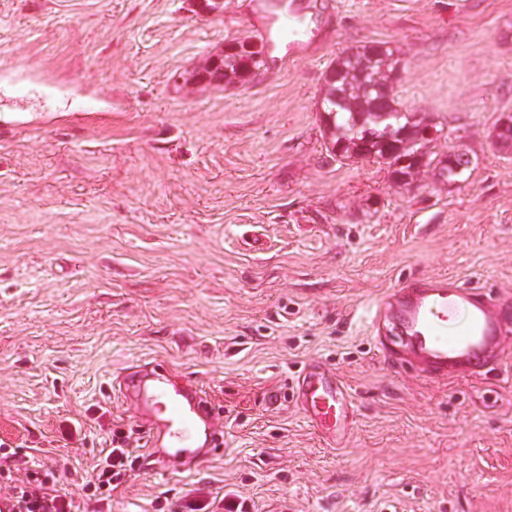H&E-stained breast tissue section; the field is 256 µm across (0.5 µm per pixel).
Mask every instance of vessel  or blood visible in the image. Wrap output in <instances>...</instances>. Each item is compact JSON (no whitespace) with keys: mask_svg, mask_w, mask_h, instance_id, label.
Here are the masks:
<instances>
[{"mask_svg":"<svg viewBox=\"0 0 512 512\" xmlns=\"http://www.w3.org/2000/svg\"><path fill=\"white\" fill-rule=\"evenodd\" d=\"M385 358L409 356L434 381L481 378L501 369L512 336V306L491 292L440 275L411 278L365 312ZM121 401L134 412L149 448V470L194 468L222 451L219 413L194 382L161 363L133 365L115 379ZM298 411L332 448L344 446L356 423L349 387L320 360L306 362L291 386Z\"/></svg>","mask_w":512,"mask_h":512,"instance_id":"b4317fda","label":"vessel or blood"}]
</instances>
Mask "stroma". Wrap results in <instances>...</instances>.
I'll return each mask as SVG.
<instances>
[{
    "label": "stroma",
    "instance_id": "1",
    "mask_svg": "<svg viewBox=\"0 0 512 512\" xmlns=\"http://www.w3.org/2000/svg\"><path fill=\"white\" fill-rule=\"evenodd\" d=\"M260 2L0 0V441L68 467L82 501L134 425L114 378L156 361L206 392L224 448L192 473L133 465L112 512H512V342L501 371L435 383L364 318L416 276L512 302V0H317L307 57L269 44L247 81L173 82ZM372 43L397 51L401 108L441 128L428 154L465 151L468 178L329 154L326 73ZM311 359L352 390L346 447L290 398Z\"/></svg>",
    "mask_w": 512,
    "mask_h": 512
}]
</instances>
